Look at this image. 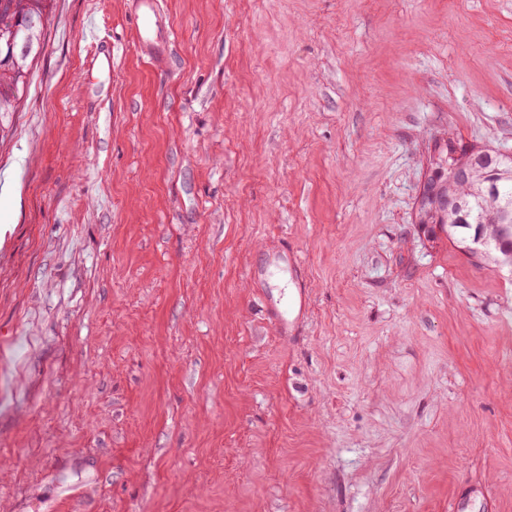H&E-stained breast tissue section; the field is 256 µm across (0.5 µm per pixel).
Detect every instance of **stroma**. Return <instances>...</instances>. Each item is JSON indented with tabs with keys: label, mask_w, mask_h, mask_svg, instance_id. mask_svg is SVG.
I'll return each mask as SVG.
<instances>
[{
	"label": "stroma",
	"mask_w": 512,
	"mask_h": 512,
	"mask_svg": "<svg viewBox=\"0 0 512 512\" xmlns=\"http://www.w3.org/2000/svg\"><path fill=\"white\" fill-rule=\"evenodd\" d=\"M159 2L162 70L55 0L0 131V512H512V270L416 222L512 153V0ZM306 292L300 287L298 288L297 297L293 301L292 311L289 313L288 304L287 306H282L281 302L278 299H275L272 296L264 297V306L267 311V315L269 319L274 324L277 333L282 338H287L288 333L291 328L294 326L300 312H304L306 309ZM298 305V314L292 317L293 310Z\"/></svg>",
	"instance_id": "1"
}]
</instances>
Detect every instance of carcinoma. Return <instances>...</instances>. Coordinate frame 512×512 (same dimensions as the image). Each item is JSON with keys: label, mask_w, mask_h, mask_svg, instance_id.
Returning a JSON list of instances; mask_svg holds the SVG:
<instances>
[{"label": "carcinoma", "mask_w": 512, "mask_h": 512, "mask_svg": "<svg viewBox=\"0 0 512 512\" xmlns=\"http://www.w3.org/2000/svg\"><path fill=\"white\" fill-rule=\"evenodd\" d=\"M52 8V0H0V24L12 21L33 36L32 48L26 54L20 45L9 50L5 40L0 38V113L17 111L32 64L40 55L38 49L43 47L44 30L49 23ZM459 193L461 206L448 215L444 231L448 240L468 253L475 236L480 232L485 235L494 234L496 225L477 222V204L469 188L463 187ZM484 205L505 210L512 215V175L496 182L487 194Z\"/></svg>", "instance_id": "carcinoma-1"}]
</instances>
